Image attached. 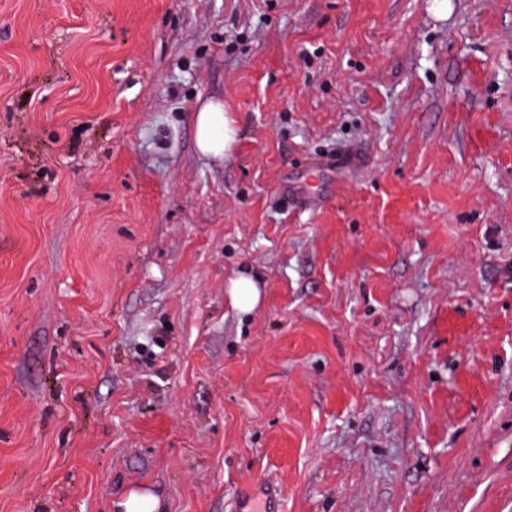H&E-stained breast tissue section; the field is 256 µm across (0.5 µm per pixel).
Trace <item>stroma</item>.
Here are the masks:
<instances>
[{
    "instance_id": "1",
    "label": "stroma",
    "mask_w": 512,
    "mask_h": 512,
    "mask_svg": "<svg viewBox=\"0 0 512 512\" xmlns=\"http://www.w3.org/2000/svg\"><path fill=\"white\" fill-rule=\"evenodd\" d=\"M259 478L512 512V0H0V512ZM195 113L197 149L205 156L224 159L233 151L238 139L236 118L230 112H225L223 103L218 100L204 102ZM264 284L257 274H241L227 285L228 297L233 306L243 313L258 307L263 295Z\"/></svg>"
}]
</instances>
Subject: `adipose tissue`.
I'll return each mask as SVG.
<instances>
[{"instance_id":"adipose-tissue-1","label":"adipose tissue","mask_w":512,"mask_h":512,"mask_svg":"<svg viewBox=\"0 0 512 512\" xmlns=\"http://www.w3.org/2000/svg\"><path fill=\"white\" fill-rule=\"evenodd\" d=\"M195 143L201 154L222 159L228 156L238 139L236 118L225 112L218 100H209L199 106L194 116Z\"/></svg>"}]
</instances>
